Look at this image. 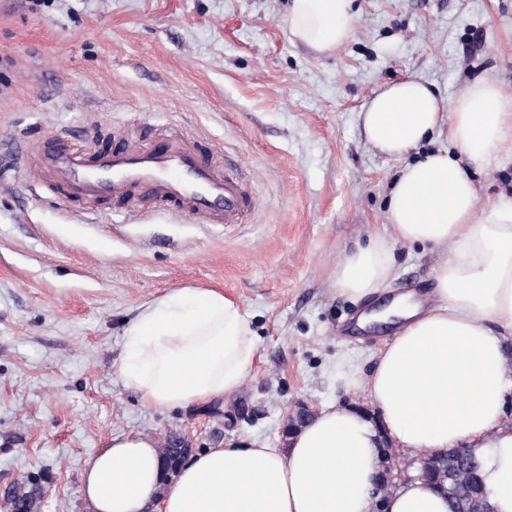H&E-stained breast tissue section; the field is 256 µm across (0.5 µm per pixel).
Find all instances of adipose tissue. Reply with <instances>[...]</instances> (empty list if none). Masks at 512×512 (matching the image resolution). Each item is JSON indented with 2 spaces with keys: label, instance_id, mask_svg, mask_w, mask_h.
<instances>
[{
  "label": "adipose tissue",
  "instance_id": "ef3b65f1",
  "mask_svg": "<svg viewBox=\"0 0 512 512\" xmlns=\"http://www.w3.org/2000/svg\"><path fill=\"white\" fill-rule=\"evenodd\" d=\"M289 19L294 38L321 54L347 42L355 24L351 0H293ZM360 117L368 142L397 158L443 126L451 144L407 164L392 186L391 235L337 256V291L362 300L391 280L395 244L448 250L431 299L409 292L359 316V328L382 321L395 332L363 383L399 446L491 449L486 485L498 512H512V427L501 423L512 391L504 346L512 333V204L480 203L465 169L498 166L512 139V92L485 78L446 108L427 83L408 78L376 92ZM255 354L238 302L183 288L138 315L120 371L148 404L184 408L234 394ZM377 446L371 422L330 403L285 447L220 443L164 486L154 439L121 435L85 460L83 492L92 512H144L157 499L162 512H368ZM385 510L448 512V504L416 479L387 497Z\"/></svg>",
  "mask_w": 512,
  "mask_h": 512
}]
</instances>
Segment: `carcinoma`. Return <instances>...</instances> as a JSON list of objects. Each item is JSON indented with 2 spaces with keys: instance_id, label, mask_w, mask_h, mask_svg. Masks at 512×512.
Instances as JSON below:
<instances>
[{
  "instance_id": "carcinoma-1",
  "label": "carcinoma",
  "mask_w": 512,
  "mask_h": 512,
  "mask_svg": "<svg viewBox=\"0 0 512 512\" xmlns=\"http://www.w3.org/2000/svg\"><path fill=\"white\" fill-rule=\"evenodd\" d=\"M186 450L184 439L169 434L161 441L160 457L176 470ZM424 480L448 500V512H497L484 481L485 462L476 454L457 457L451 450L421 462ZM49 478L26 476L14 482L0 497L3 512H40Z\"/></svg>"
}]
</instances>
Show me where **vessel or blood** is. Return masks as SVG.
<instances>
[{
  "label": "vessel or blood",
  "instance_id": "obj_1",
  "mask_svg": "<svg viewBox=\"0 0 512 512\" xmlns=\"http://www.w3.org/2000/svg\"><path fill=\"white\" fill-rule=\"evenodd\" d=\"M28 173L39 183L52 179L69 197L110 198L151 213L181 211L204 224L237 223L254 206L241 175L218 169L185 139L162 149L130 146L94 154L50 135L40 142L38 162Z\"/></svg>",
  "mask_w": 512,
  "mask_h": 512
}]
</instances>
